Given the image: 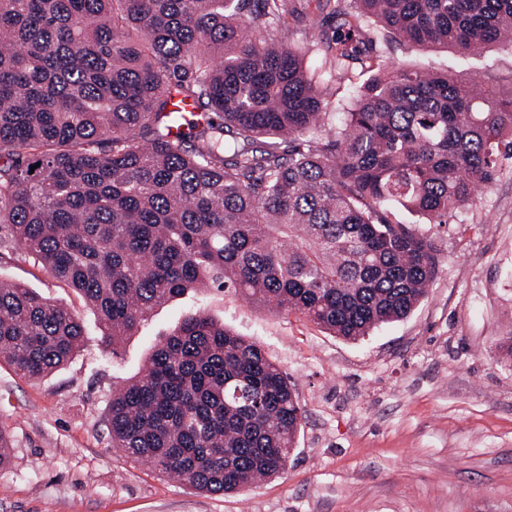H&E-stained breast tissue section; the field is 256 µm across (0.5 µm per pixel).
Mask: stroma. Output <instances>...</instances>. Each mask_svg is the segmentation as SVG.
<instances>
[{
  "mask_svg": "<svg viewBox=\"0 0 512 512\" xmlns=\"http://www.w3.org/2000/svg\"><path fill=\"white\" fill-rule=\"evenodd\" d=\"M385 64L512 84V51L378 41ZM431 236L436 277L405 319L351 342L234 292L190 291L105 351L94 311L0 224V280L77 315L82 350L39 379L0 362V512H512V158L447 223L398 210ZM204 311L288 374L304 418L286 469L229 495L195 490L112 445V390Z\"/></svg>",
  "mask_w": 512,
  "mask_h": 512,
  "instance_id": "1",
  "label": "stroma"
}]
</instances>
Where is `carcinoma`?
<instances>
[{
    "label": "carcinoma",
    "instance_id": "obj_1",
    "mask_svg": "<svg viewBox=\"0 0 512 512\" xmlns=\"http://www.w3.org/2000/svg\"><path fill=\"white\" fill-rule=\"evenodd\" d=\"M0 0V224L95 311L116 347L199 288L296 312L345 340L405 318L437 271L430 224L512 156V88L380 69L321 133L324 75L377 37L512 49V0ZM322 53L308 70L305 54ZM84 345L67 309L0 284V360L28 378ZM303 419L281 366L203 313L112 391V444L204 492L286 468Z\"/></svg>",
    "mask_w": 512,
    "mask_h": 512
}]
</instances>
